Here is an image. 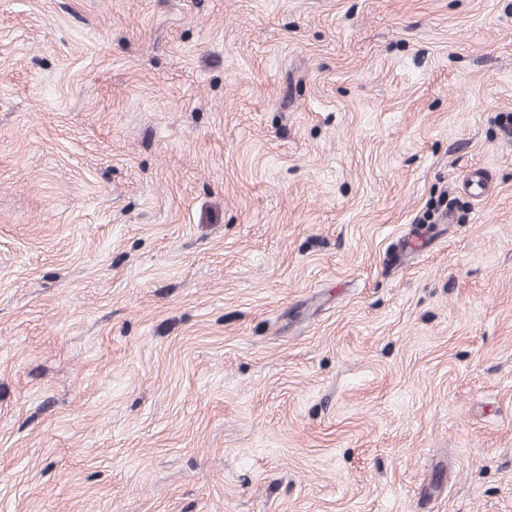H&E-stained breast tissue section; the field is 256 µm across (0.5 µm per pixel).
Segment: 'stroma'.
I'll return each instance as SVG.
<instances>
[{
  "mask_svg": "<svg viewBox=\"0 0 512 512\" xmlns=\"http://www.w3.org/2000/svg\"><path fill=\"white\" fill-rule=\"evenodd\" d=\"M0 512H512V0H0Z\"/></svg>",
  "mask_w": 512,
  "mask_h": 512,
  "instance_id": "stroma-1",
  "label": "stroma"
}]
</instances>
